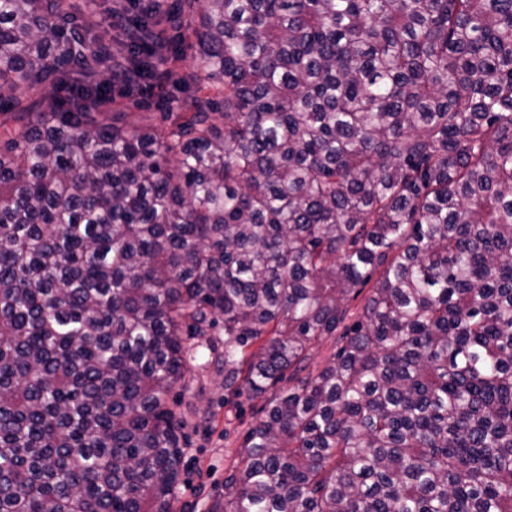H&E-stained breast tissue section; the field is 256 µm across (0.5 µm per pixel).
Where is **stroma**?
<instances>
[{
	"label": "stroma",
	"mask_w": 512,
	"mask_h": 512,
	"mask_svg": "<svg viewBox=\"0 0 512 512\" xmlns=\"http://www.w3.org/2000/svg\"><path fill=\"white\" fill-rule=\"evenodd\" d=\"M165 96L156 88L144 91L136 108L113 88L112 104L120 124H160L166 97L180 95L174 80H167ZM200 347L187 366L184 382L176 384L170 398L178 400L184 425L179 432L183 450L182 472L173 512H207L213 497L224 489V474L237 459L245 431L261 417L263 399H248L224 389V328L216 326L200 337Z\"/></svg>",
	"instance_id": "obj_1"
}]
</instances>
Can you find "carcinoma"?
I'll list each match as a JSON object with an SVG mask.
<instances>
[{
	"label": "carcinoma",
	"mask_w": 512,
	"mask_h": 512,
	"mask_svg": "<svg viewBox=\"0 0 512 512\" xmlns=\"http://www.w3.org/2000/svg\"><path fill=\"white\" fill-rule=\"evenodd\" d=\"M104 22L0 0V512H172L220 322L265 404L209 512H512V0ZM186 39L162 127L100 119Z\"/></svg>",
	"instance_id": "1"
}]
</instances>
